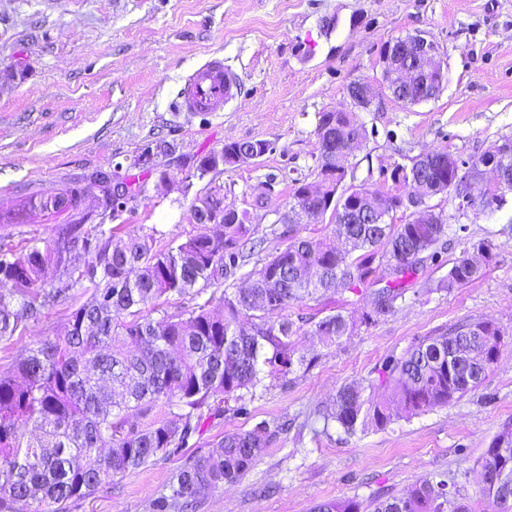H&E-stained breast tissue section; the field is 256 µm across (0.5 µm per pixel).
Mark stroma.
I'll list each match as a JSON object with an SVG mask.
<instances>
[{"instance_id": "35a3bbf8", "label": "stroma", "mask_w": 512, "mask_h": 512, "mask_svg": "<svg viewBox=\"0 0 512 512\" xmlns=\"http://www.w3.org/2000/svg\"><path fill=\"white\" fill-rule=\"evenodd\" d=\"M416 34L437 44L447 81L415 105L378 87L360 113L367 141L347 177L380 192L392 187L384 173L392 164L440 150L466 160L512 139V0H0V242L21 257L62 225L98 223L39 203L118 176L139 188L116 220L124 232L158 229L160 247L186 239L197 231L193 200L218 189L248 212L268 249L284 247L270 229L294 179L319 180V114L349 107L347 86L380 79L386 44ZM213 54L238 76L237 97L207 116L178 111L184 76ZM249 140L277 149L198 175L202 157ZM432 203L448 222L447 247L420 267L393 314L362 325L368 295L342 290L291 306L289 317L304 321L292 343L306 366L244 393L246 412L204 413L199 437L180 453L116 477L111 492L75 501L70 512H147L186 457L263 420L284 428L246 476L206 496L197 512H310L347 498L373 512L380 497L438 474L472 512H486L478 487L486 451L512 423V194L501 209L475 207L463 217L454 193ZM483 242L493 260L480 278L434 290L454 259ZM335 311L359 326L326 347L312 325ZM69 314L49 309L0 341V371L61 333ZM478 318L498 326L503 343L475 391L353 435L317 417L341 386L377 380L382 364L415 340Z\"/></svg>"}]
</instances>
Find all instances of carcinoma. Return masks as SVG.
<instances>
[{"label": "carcinoma", "mask_w": 512, "mask_h": 512, "mask_svg": "<svg viewBox=\"0 0 512 512\" xmlns=\"http://www.w3.org/2000/svg\"><path fill=\"white\" fill-rule=\"evenodd\" d=\"M342 114L319 113L320 156L338 150L334 137ZM265 141L230 142L222 162L242 148L263 152ZM380 194L390 209L384 224H340L330 211L332 235L298 236L297 225L283 224L288 239L256 260L243 281L237 274L264 242L247 212L224 215V223L198 225L197 233L166 248L155 247L156 229L132 232L119 244L115 228L105 227L127 200L102 189L99 223L69 224L58 238L35 241L22 258L0 249V341L8 340L45 310L71 306L64 332L18 354L0 371V512H67L69 503L94 495L114 477L165 459L187 447L201 430L202 410L217 399L240 402V392L263 381L262 372L282 377L303 365L291 337L296 324L271 315L305 300L320 301L336 287L354 293L372 288L369 325L391 314L418 265L437 258L448 225L398 223L394 219L405 185ZM78 253L83 263L71 265ZM55 279H46L49 268ZM482 266L464 255L455 259L439 288L452 290L475 280ZM222 288L219 297L188 310L154 317L145 305L169 296ZM86 295L73 305L78 294ZM356 322L340 312L314 324L313 335L326 345L353 333ZM502 334L490 321L463 320L439 329L389 359L379 372L390 390L378 401L357 384H347L321 413L323 429L337 424L353 434L383 428L401 413L418 415L446 406L476 390L497 363ZM164 403L169 416L144 429L128 427L133 414L150 416ZM273 433L267 421L249 430L224 434L214 449L198 451L181 465L169 492L149 503L148 512H195L207 494L239 481L263 455ZM512 424L487 450L479 491L491 512H512ZM311 512H360L351 499L329 500ZM374 512H471L444 479L425 478L400 496L376 504Z\"/></svg>", "instance_id": "1"}]
</instances>
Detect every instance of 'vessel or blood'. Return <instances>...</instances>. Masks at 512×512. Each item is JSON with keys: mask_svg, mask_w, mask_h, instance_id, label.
Listing matches in <instances>:
<instances>
[{"mask_svg": "<svg viewBox=\"0 0 512 512\" xmlns=\"http://www.w3.org/2000/svg\"><path fill=\"white\" fill-rule=\"evenodd\" d=\"M238 87L237 77L225 69L221 59L214 58L187 77L179 93V106L201 115L220 112L235 98Z\"/></svg>", "mask_w": 512, "mask_h": 512, "instance_id": "obj_1", "label": "vessel or blood"}]
</instances>
